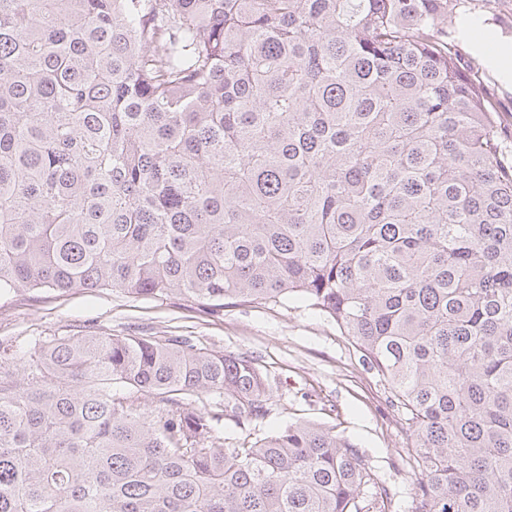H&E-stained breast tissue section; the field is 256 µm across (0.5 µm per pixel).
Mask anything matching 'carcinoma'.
Segmentation results:
<instances>
[{"label": "carcinoma", "instance_id": "1", "mask_svg": "<svg viewBox=\"0 0 512 512\" xmlns=\"http://www.w3.org/2000/svg\"><path fill=\"white\" fill-rule=\"evenodd\" d=\"M458 6L0 0V294L297 296L406 416L410 512H512V161ZM271 393L191 336L1 343L0 512H386L336 426L251 438Z\"/></svg>", "mask_w": 512, "mask_h": 512}]
</instances>
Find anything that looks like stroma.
Segmentation results:
<instances>
[{"mask_svg":"<svg viewBox=\"0 0 512 512\" xmlns=\"http://www.w3.org/2000/svg\"><path fill=\"white\" fill-rule=\"evenodd\" d=\"M464 10L473 23L453 33V50L486 90L498 122L512 128V81L485 61L487 49L512 43V0H464ZM88 327L115 336H192L209 349L256 358L274 392L259 432L298 419L340 425L389 486L391 512H408L415 475L406 457L405 418L390 407L378 379L359 364L348 337L306 302L229 304L210 314L176 298L136 300L112 290L61 294L43 289L0 297V342L16 349Z\"/></svg>","mask_w":512,"mask_h":512,"instance_id":"1","label":"stroma"}]
</instances>
